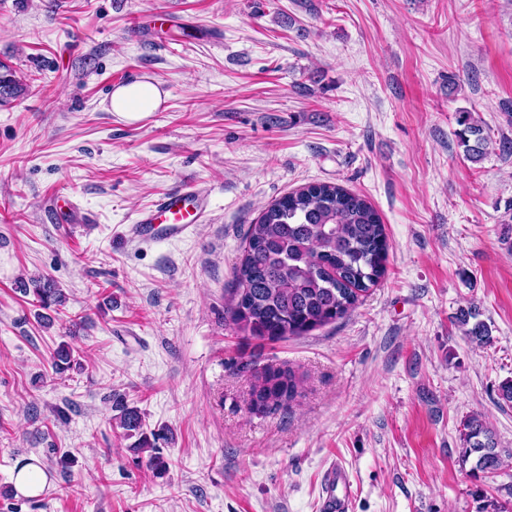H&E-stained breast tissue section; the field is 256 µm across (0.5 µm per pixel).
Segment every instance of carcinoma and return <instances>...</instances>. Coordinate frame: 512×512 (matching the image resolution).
Listing matches in <instances>:
<instances>
[{
	"mask_svg": "<svg viewBox=\"0 0 512 512\" xmlns=\"http://www.w3.org/2000/svg\"><path fill=\"white\" fill-rule=\"evenodd\" d=\"M26 84L0 62V104L20 96ZM459 146L478 162L491 144L468 111L460 112ZM389 243L374 207L361 195L330 183H315L289 192L265 207L249 226L244 254L235 274V288L224 319L251 339L279 341L298 336L347 316L360 297L385 273ZM40 306L64 303L61 290L41 277L21 283ZM472 305L457 317L465 335L480 345L491 343V330ZM474 325H469L470 320ZM250 396L263 401L260 412L288 409L302 379L286 366L267 364L252 371ZM119 426L135 447L156 449L160 435L144 430L137 407L114 397ZM461 457L474 459L475 478L498 474L505 466L492 429L469 416L460 429Z\"/></svg>",
	"mask_w": 512,
	"mask_h": 512,
	"instance_id": "cac0c4a2",
	"label": "carcinoma"
}]
</instances>
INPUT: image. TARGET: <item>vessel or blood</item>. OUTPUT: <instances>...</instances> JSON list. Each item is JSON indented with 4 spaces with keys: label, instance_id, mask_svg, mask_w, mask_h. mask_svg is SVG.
Listing matches in <instances>:
<instances>
[{
    "label": "vessel or blood",
    "instance_id": "obj_1",
    "mask_svg": "<svg viewBox=\"0 0 512 512\" xmlns=\"http://www.w3.org/2000/svg\"><path fill=\"white\" fill-rule=\"evenodd\" d=\"M207 205V194L193 184H183L141 211L135 223L129 226L127 237L137 244L158 238L182 239L190 233L194 224L204 218ZM325 489L326 512H347L352 484L344 468L338 467L328 473Z\"/></svg>",
    "mask_w": 512,
    "mask_h": 512
}]
</instances>
